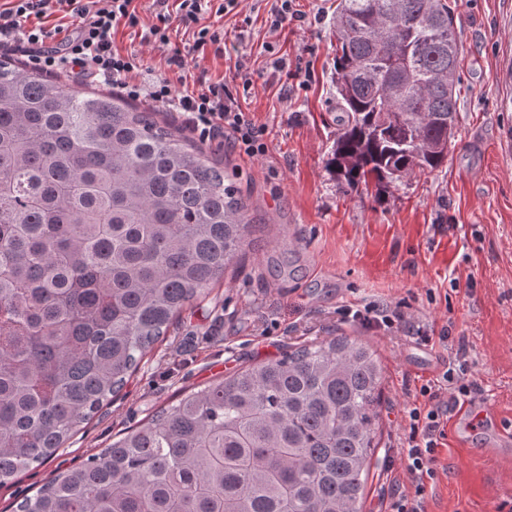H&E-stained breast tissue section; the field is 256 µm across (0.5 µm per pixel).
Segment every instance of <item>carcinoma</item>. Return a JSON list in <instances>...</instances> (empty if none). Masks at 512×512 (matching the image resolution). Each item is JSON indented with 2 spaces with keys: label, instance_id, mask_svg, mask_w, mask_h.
<instances>
[{
  "label": "carcinoma",
  "instance_id": "1",
  "mask_svg": "<svg viewBox=\"0 0 512 512\" xmlns=\"http://www.w3.org/2000/svg\"><path fill=\"white\" fill-rule=\"evenodd\" d=\"M327 166L345 191L435 171L454 138L447 0H340ZM253 220L202 149L110 91L0 57V484L64 447ZM382 371L346 336L239 367L58 473L17 512H362Z\"/></svg>",
  "mask_w": 512,
  "mask_h": 512
}]
</instances>
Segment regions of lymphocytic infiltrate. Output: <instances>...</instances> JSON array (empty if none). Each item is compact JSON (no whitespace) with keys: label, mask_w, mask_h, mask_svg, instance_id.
<instances>
[{"label":"lymphocytic infiltrate","mask_w":512,"mask_h":512,"mask_svg":"<svg viewBox=\"0 0 512 512\" xmlns=\"http://www.w3.org/2000/svg\"><path fill=\"white\" fill-rule=\"evenodd\" d=\"M0 10V50L15 46L25 49L32 63L43 72L74 78L79 83H102L129 99H146L161 110L185 115L186 123L201 137L216 138L224 131L234 133L245 154H265L258 131L245 114L239 97L221 82L199 73L192 87L179 89L166 78H150L143 73V59L138 51L122 53L112 45V33L119 26L137 28L140 13L137 0H10ZM239 0H152L158 20L150 27L154 47L168 44L166 26L176 21L194 25L193 50L216 43L209 28L199 27L202 12L215 16L233 11ZM58 15L71 19L73 29L62 25L46 27L44 18ZM61 39L62 50L51 47ZM472 361L465 347H458L454 358L439 380L422 385L423 404L406 409L409 431L400 443L403 470L412 488H393L383 499L380 512H426L427 488L437 477L438 447L445 437L449 412L468 397L476 385L468 381Z\"/></svg>","instance_id":"lymphocytic-infiltrate-1"}]
</instances>
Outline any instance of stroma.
Returning <instances> with one entry per match:
<instances>
[{
    "instance_id": "stroma-1",
    "label": "stroma",
    "mask_w": 512,
    "mask_h": 512,
    "mask_svg": "<svg viewBox=\"0 0 512 512\" xmlns=\"http://www.w3.org/2000/svg\"><path fill=\"white\" fill-rule=\"evenodd\" d=\"M338 0H297L300 20L271 32L269 0H241L203 25L225 48L195 52L186 78L247 74L240 102L262 130L265 154L248 156L232 134L205 143L233 173L256 223L253 244L223 282L188 306L144 356L123 389L81 424L65 448L0 487V512L58 471L108 447L174 404L184 391L240 366L340 334L369 344L383 369L377 459L364 512L392 488L404 411L446 370L463 341L478 388L467 403L492 410V425L448 416L427 512H494L512 500V0H448L463 54L458 127L448 160L402 179L385 198L375 187L343 192L326 168L338 107L332 84ZM277 43L286 71L263 50ZM380 306L417 331L364 320ZM431 336L420 344L418 333ZM451 337V347L439 344Z\"/></svg>"
}]
</instances>
